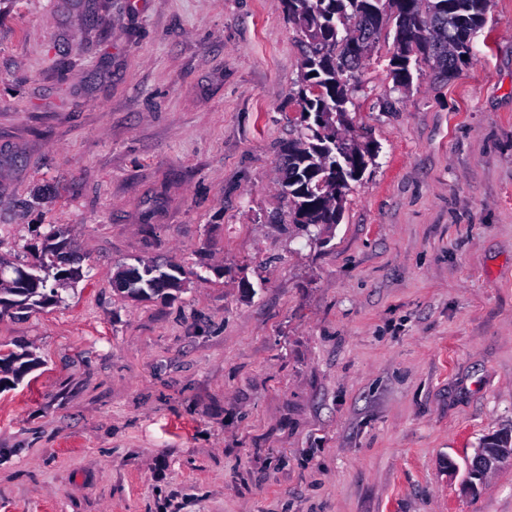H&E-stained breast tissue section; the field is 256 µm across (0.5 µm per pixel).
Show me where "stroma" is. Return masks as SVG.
<instances>
[{"label": "stroma", "mask_w": 512, "mask_h": 512, "mask_svg": "<svg viewBox=\"0 0 512 512\" xmlns=\"http://www.w3.org/2000/svg\"><path fill=\"white\" fill-rule=\"evenodd\" d=\"M348 105L379 152L338 223L286 215L280 0H0V256L67 228L82 278L0 316V512H512V0L473 57ZM141 260L174 298L113 286ZM505 434L495 436L484 442L481 448H476L474 456L468 460L467 468L471 469L474 474L485 479L489 474L494 472L500 465L505 462L512 461V443L507 448L508 437L505 438L503 448H497L492 443Z\"/></svg>", "instance_id": "35a3bbf8"}]
</instances>
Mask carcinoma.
<instances>
[{
  "instance_id": "cac0c4a2",
  "label": "carcinoma",
  "mask_w": 512,
  "mask_h": 512,
  "mask_svg": "<svg viewBox=\"0 0 512 512\" xmlns=\"http://www.w3.org/2000/svg\"><path fill=\"white\" fill-rule=\"evenodd\" d=\"M490 0H281L300 33L302 73L293 98L301 107L300 130L288 142L278 184L288 196L293 223L309 240L321 226L335 224L343 199L336 198V168L345 181L359 180L368 167L372 144L349 124L356 74L376 44L384 4L393 9L396 53L390 60L394 89L409 86L412 73L401 65L408 54L433 62L437 74L453 76L467 62L459 57L462 36H470L485 22ZM73 253L55 243L29 273V285L13 288L0 259V313L23 310L61 299L59 289L82 277ZM177 265L142 263L139 282L126 290L144 299L182 286ZM26 353L0 354V370L20 379L28 370Z\"/></svg>"
}]
</instances>
